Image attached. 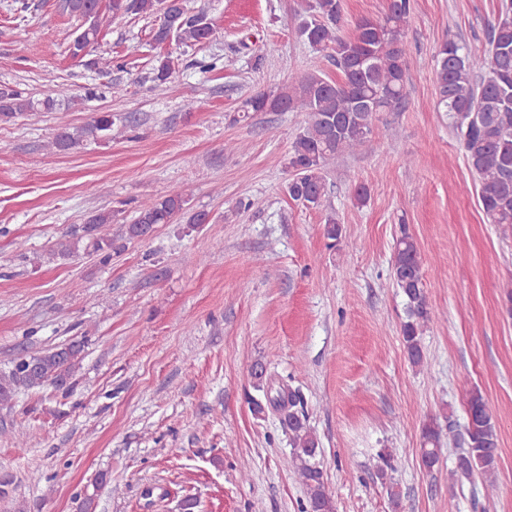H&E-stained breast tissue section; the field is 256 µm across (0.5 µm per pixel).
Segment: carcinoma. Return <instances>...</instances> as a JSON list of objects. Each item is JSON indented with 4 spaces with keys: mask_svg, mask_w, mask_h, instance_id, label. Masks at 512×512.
Returning <instances> with one entry per match:
<instances>
[{
    "mask_svg": "<svg viewBox=\"0 0 512 512\" xmlns=\"http://www.w3.org/2000/svg\"><path fill=\"white\" fill-rule=\"evenodd\" d=\"M69 13L82 24L70 34L69 52L83 57L98 44L103 29L129 13L159 17L152 41L163 45L176 41L184 45L203 43L214 35L206 12L189 6V0H65ZM412 10L411 0H388L380 17H360L351 34H339L343 23L342 0H305L295 14L298 38L313 52L325 56L335 67L336 78L322 71L307 73L288 82L275 93L256 92L240 107L239 122L251 112H304L307 120L292 142L284 162L288 170V197L306 208H321L328 196L326 167L339 155L353 154L369 141L380 112H394L406 98L410 54L405 35ZM437 111L448 113L467 164L479 186V206L489 224L512 227V0H505L491 24L488 50L472 55L455 39L444 41L435 55ZM179 74L170 55H160L152 68V81L166 84ZM59 101L47 96L36 99L17 89L0 88V121L19 118L29 112L51 111ZM114 116L103 112L84 128L65 126L54 145L60 151L76 146L85 136L110 139ZM188 193L178 190L142 201L137 215L122 225L120 237L141 240L159 224L184 221L191 229L212 223L209 212L189 213ZM115 213L111 209L90 213L84 224L73 226L48 252V258L69 257L85 242V250L106 262L118 251L112 238ZM327 239L339 241L342 228L335 210L324 217ZM390 277L406 301L400 335L407 360L414 368L426 363L422 336L431 321L420 248L407 231L396 239ZM87 337L74 338L34 354L15 358L0 370V405L10 403L22 391L70 385L83 359ZM251 376L261 398L248 403L256 416L271 407L280 414L291 435L288 468L306 489L305 512H335L334 498L318 459L317 436L308 424L305 397L298 388L274 386L265 381L266 364L252 366ZM467 424L464 434L453 437L460 445L454 474L470 478L479 475L487 496L496 490L494 473L498 433L488 404L477 389L465 400ZM443 432L437 420L427 423L420 436V461L431 471L440 462Z\"/></svg>",
    "mask_w": 512,
    "mask_h": 512,
    "instance_id": "1",
    "label": "carcinoma"
}]
</instances>
